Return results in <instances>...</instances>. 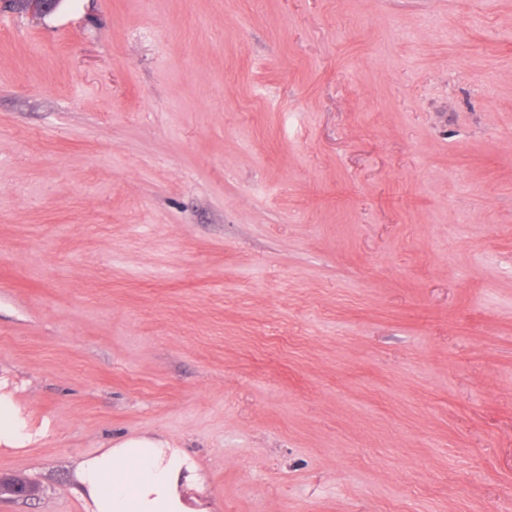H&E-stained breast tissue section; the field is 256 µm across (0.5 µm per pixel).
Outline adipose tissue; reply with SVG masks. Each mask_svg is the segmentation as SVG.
<instances>
[{
	"mask_svg": "<svg viewBox=\"0 0 512 512\" xmlns=\"http://www.w3.org/2000/svg\"><path fill=\"white\" fill-rule=\"evenodd\" d=\"M32 438L12 394L0 393V445L26 447ZM188 457L149 438H131L84 458L77 467L92 512H186L178 494Z\"/></svg>",
	"mask_w": 512,
	"mask_h": 512,
	"instance_id": "1",
	"label": "adipose tissue"
}]
</instances>
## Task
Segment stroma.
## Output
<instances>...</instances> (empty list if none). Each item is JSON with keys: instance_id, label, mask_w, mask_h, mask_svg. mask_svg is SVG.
Wrapping results in <instances>:
<instances>
[{"instance_id": "1", "label": "stroma", "mask_w": 512, "mask_h": 512, "mask_svg": "<svg viewBox=\"0 0 512 512\" xmlns=\"http://www.w3.org/2000/svg\"><path fill=\"white\" fill-rule=\"evenodd\" d=\"M0 512L187 454V512H512V0H0ZM31 438L32 434L12 394L0 393V445L24 448Z\"/></svg>"}]
</instances>
